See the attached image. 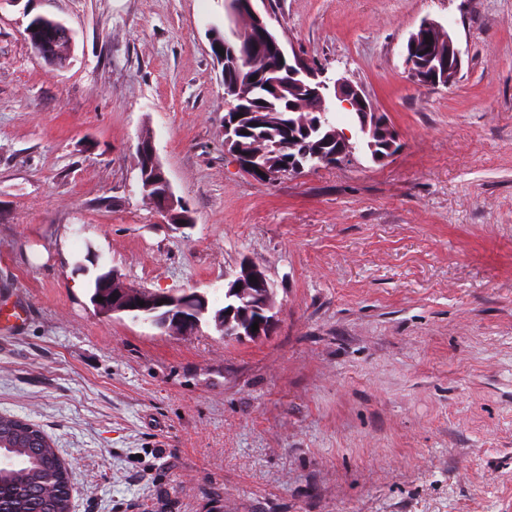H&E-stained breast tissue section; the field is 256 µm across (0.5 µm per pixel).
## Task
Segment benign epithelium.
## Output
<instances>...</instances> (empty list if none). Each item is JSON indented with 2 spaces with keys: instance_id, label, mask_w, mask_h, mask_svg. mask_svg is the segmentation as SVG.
<instances>
[{
  "instance_id": "7a95c632",
  "label": "benign epithelium",
  "mask_w": 512,
  "mask_h": 512,
  "mask_svg": "<svg viewBox=\"0 0 512 512\" xmlns=\"http://www.w3.org/2000/svg\"><path fill=\"white\" fill-rule=\"evenodd\" d=\"M224 11L231 17L240 19L238 29L232 31L229 40H224L218 31V25L208 28V36L214 57L225 61L226 56L220 51L230 52L231 59L246 58L255 51H263L273 56L278 66L288 74L287 87L302 86L312 99L336 101L347 110L359 112V128L366 132L378 124V113L371 99L351 81L344 77L334 78L327 71L318 68L297 54L287 53L283 39L277 26L280 19L272 11L269 0H225ZM48 47L54 52H63L71 57L74 38L72 30L59 20L53 21V27L44 31ZM444 35L448 43L445 52L437 48L438 35ZM405 62L409 75L420 85L448 86L457 79L463 68L461 50L452 35L446 33L443 25L435 20H422L418 29L411 33L406 43ZM137 154L149 158V166L153 167L156 185L159 189L151 197L152 203L165 217L170 218L174 211L182 206L172 192L170 182L159 164L153 147L148 141L142 142ZM242 265L248 276L255 281L240 284L242 288H266L270 284L264 269L256 262L245 259ZM137 298L144 306L129 304V296L125 290L118 289L114 298H103V301L92 300L94 309L100 314H116L141 312L157 315V319L169 327V332L186 333L193 319L188 316L191 299L186 296H169L162 298L157 295L139 294Z\"/></svg>"
}]
</instances>
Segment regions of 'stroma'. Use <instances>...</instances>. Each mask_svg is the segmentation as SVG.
<instances>
[{"label":"stroma","mask_w":512,"mask_h":512,"mask_svg":"<svg viewBox=\"0 0 512 512\" xmlns=\"http://www.w3.org/2000/svg\"><path fill=\"white\" fill-rule=\"evenodd\" d=\"M294 51L399 135L264 181L224 146V0H0V412L55 442L72 512H512V0H276ZM75 35L62 68L27 37ZM463 52L422 87L423 19ZM150 140L191 224L142 196ZM275 288L259 340L98 314L92 275L224 305ZM444 34L448 43L446 52L437 48V37ZM429 36V40L425 39ZM442 46H446V41ZM423 52V55H420ZM405 62L409 75L419 85L448 86L457 79L463 68L461 50L453 36L435 20H422L418 29L411 33L406 43ZM27 320L28 308L24 303L0 299V335L8 336L20 331Z\"/></svg>","instance_id":"35a3bbf8"}]
</instances>
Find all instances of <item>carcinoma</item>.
Returning <instances> with one entry per match:
<instances>
[{
  "label": "carcinoma",
  "instance_id": "1",
  "mask_svg": "<svg viewBox=\"0 0 512 512\" xmlns=\"http://www.w3.org/2000/svg\"><path fill=\"white\" fill-rule=\"evenodd\" d=\"M255 81H250V78ZM287 76L265 54L242 60L231 72H224V83H253L256 90L245 100L232 102L227 122L232 130L224 133L237 141L239 153L258 152L271 167L282 158L316 157L317 165L336 162V124L332 106H321L301 92L282 96L276 87ZM360 147L371 159L384 150V139L376 133H361ZM274 310V289L227 288L224 307L205 309L198 319L214 325L248 328L261 317L262 304ZM0 512H71V496L63 487L69 482L65 464L52 439L39 426L10 414L0 415Z\"/></svg>",
  "mask_w": 512,
  "mask_h": 512
}]
</instances>
